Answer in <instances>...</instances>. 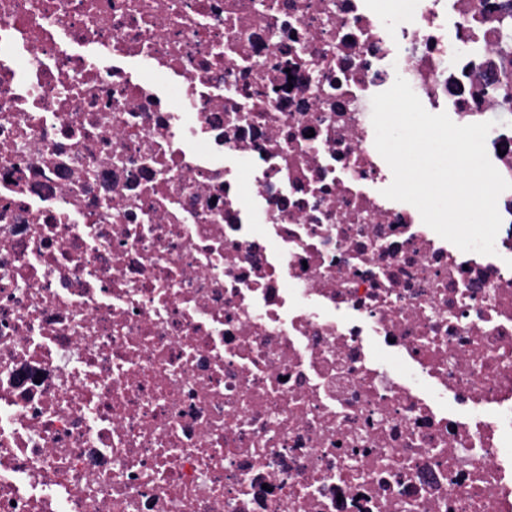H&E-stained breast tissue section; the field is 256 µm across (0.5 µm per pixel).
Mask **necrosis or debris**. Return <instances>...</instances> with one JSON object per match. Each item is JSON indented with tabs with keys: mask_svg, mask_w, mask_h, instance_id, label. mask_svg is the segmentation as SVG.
I'll return each instance as SVG.
<instances>
[{
	"mask_svg": "<svg viewBox=\"0 0 512 512\" xmlns=\"http://www.w3.org/2000/svg\"><path fill=\"white\" fill-rule=\"evenodd\" d=\"M512 0H0V512H512L495 254L387 199L374 95L491 122Z\"/></svg>",
	"mask_w": 512,
	"mask_h": 512,
	"instance_id": "necrosis-or-debris-1",
	"label": "necrosis or debris"
}]
</instances>
